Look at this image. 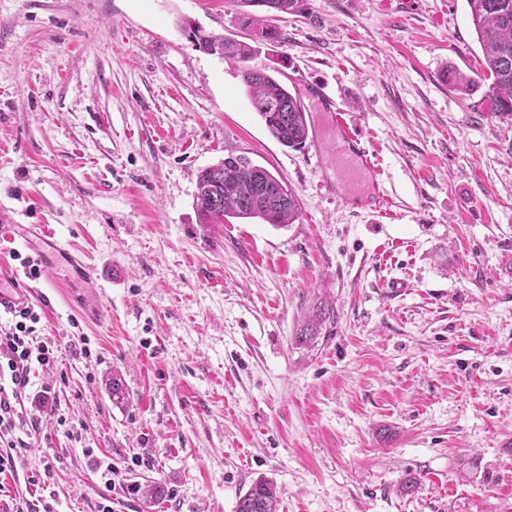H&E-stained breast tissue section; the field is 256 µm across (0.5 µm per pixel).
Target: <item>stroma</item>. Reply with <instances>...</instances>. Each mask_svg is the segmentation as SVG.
Returning a JSON list of instances; mask_svg holds the SVG:
<instances>
[{"mask_svg": "<svg viewBox=\"0 0 512 512\" xmlns=\"http://www.w3.org/2000/svg\"><path fill=\"white\" fill-rule=\"evenodd\" d=\"M188 22L243 37L235 0H0V225H48L104 275L58 257L36 282L56 361L20 397L24 447L0 442V512L46 468L51 512H235L261 477L278 512H512V122L445 80L481 68L466 0H300L284 43L252 38V67L299 75L301 151ZM318 84L377 154L393 217L337 191ZM231 153L295 191V223H200L197 177ZM325 299L331 337L296 347Z\"/></svg>", "mask_w": 512, "mask_h": 512, "instance_id": "stroma-1", "label": "stroma"}]
</instances>
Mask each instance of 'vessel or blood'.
Wrapping results in <instances>:
<instances>
[{"instance_id": "b4317fda", "label": "vessel or blood", "mask_w": 512, "mask_h": 512, "mask_svg": "<svg viewBox=\"0 0 512 512\" xmlns=\"http://www.w3.org/2000/svg\"><path fill=\"white\" fill-rule=\"evenodd\" d=\"M334 117V132L329 141L327 157L329 163L336 167V181L341 191L348 196L359 189L361 184H368L375 192L374 210L381 215L392 216L393 201L380 190L382 172L361 132L347 121L342 110H335ZM35 230L50 249L66 253L79 277L89 281L100 278L101 273L94 264L88 263L79 253L66 251L64 244L56 240L45 225H36Z\"/></svg>"}]
</instances>
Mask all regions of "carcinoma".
Wrapping results in <instances>:
<instances>
[{"instance_id": "cac0c4a2", "label": "carcinoma", "mask_w": 512, "mask_h": 512, "mask_svg": "<svg viewBox=\"0 0 512 512\" xmlns=\"http://www.w3.org/2000/svg\"><path fill=\"white\" fill-rule=\"evenodd\" d=\"M279 15L297 12L299 0H262ZM471 22L482 51L483 70L478 78L489 82L488 96L494 118L512 120V0H466ZM250 16L244 24L261 30V39L277 43L282 33ZM193 45L237 63L252 59L256 48L246 42L185 28ZM242 82L267 130L282 146L305 148L309 139V115L298 96L265 69L243 68ZM195 205L203 224H223L229 219H260L283 226L299 216V201L272 172L242 155L229 154L224 161L202 170L196 184ZM336 323V308L328 301L314 304L293 337L299 347L311 346L329 337ZM278 490L269 479L259 478L237 502L236 512H277Z\"/></svg>"}]
</instances>
